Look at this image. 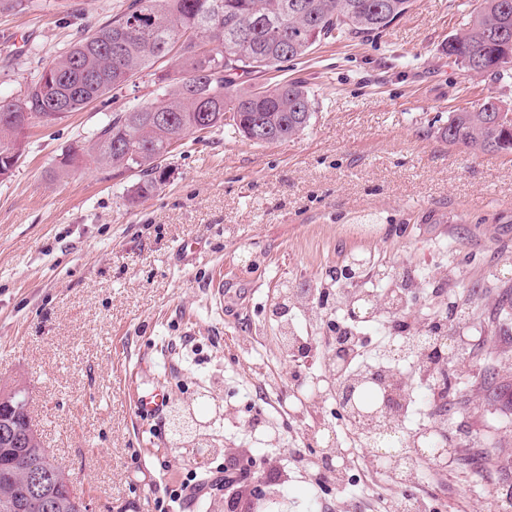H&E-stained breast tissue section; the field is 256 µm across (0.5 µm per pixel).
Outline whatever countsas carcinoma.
Segmentation results:
<instances>
[{
  "instance_id": "obj_1",
  "label": "carcinoma",
  "mask_w": 512,
  "mask_h": 512,
  "mask_svg": "<svg viewBox=\"0 0 512 512\" xmlns=\"http://www.w3.org/2000/svg\"><path fill=\"white\" fill-rule=\"evenodd\" d=\"M413 0H131L126 9L92 34L79 37L55 56L27 85L26 112H5L0 99V178L24 153L28 129L48 126L79 112L90 102L123 88L159 60L171 56L177 68L160 79L152 99L116 112L79 145L62 153V167L94 164L117 178L131 174L127 189L134 205L158 189L163 162L194 133L228 128L247 140L266 131L270 142L297 137L309 126L315 99L301 81L249 85L247 78L285 61L306 56L323 41H341L384 32L412 7ZM221 14L215 45L200 50L196 35ZM448 57L469 72L512 81V0H474L469 27L448 40ZM496 97L448 113L439 138L472 153H512V124L495 123ZM164 119L159 121L157 116ZM378 261L359 253L344 261L350 270L334 278L348 288ZM407 303L388 300L390 317L410 310L414 280L407 269H391ZM24 394L0 402V416L12 420L18 435L0 437V495L16 498L24 486L17 466L37 447L28 433L30 411Z\"/></svg>"
}]
</instances>
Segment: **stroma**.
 <instances>
[{"label": "stroma", "mask_w": 512, "mask_h": 512, "mask_svg": "<svg viewBox=\"0 0 512 512\" xmlns=\"http://www.w3.org/2000/svg\"><path fill=\"white\" fill-rule=\"evenodd\" d=\"M129 0H0V97L17 98L55 55ZM463 0H414L383 33L325 41L255 75L313 94L298 138L256 144L225 130L185 138L160 188L130 205L129 177L89 165L60 175L62 149L150 100L146 75L49 126L30 130L0 179V385L20 383L43 442L90 512H197L169 492L223 456L196 461L170 414L138 416L156 388L210 422L218 445L278 470L283 512H382L397 488L331 415L334 398L292 400L291 365L268 310L285 282L318 286L352 252L423 274L414 321L460 298L467 313L447 376L446 432L459 447L440 469L420 456L410 495L431 512H512V154L441 141L450 112L512 83L465 72L448 40L467 28ZM376 216L374 235L353 220ZM271 445L252 442L246 400ZM339 445L351 460L335 490L300 462Z\"/></svg>", "instance_id": "stroma-1"}]
</instances>
